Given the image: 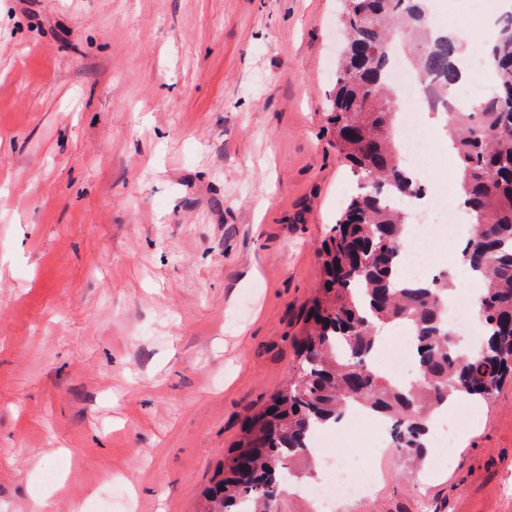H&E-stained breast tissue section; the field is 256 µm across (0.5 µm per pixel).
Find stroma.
Instances as JSON below:
<instances>
[{"instance_id":"1","label":"stroma","mask_w":512,"mask_h":512,"mask_svg":"<svg viewBox=\"0 0 512 512\" xmlns=\"http://www.w3.org/2000/svg\"><path fill=\"white\" fill-rule=\"evenodd\" d=\"M339 8L0 0V512H198L284 386L354 186ZM472 411L335 512H512V382ZM471 421V416L469 411L464 407H459L456 409L454 414L452 415L450 421L448 422V426L442 430L440 433L437 446L441 448L442 452H447L448 447L451 446V443H448V433L456 434V431L459 428H463L469 425Z\"/></svg>"}]
</instances>
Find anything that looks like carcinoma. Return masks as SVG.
I'll use <instances>...</instances> for the list:
<instances>
[{
  "label": "carcinoma",
  "instance_id": "1",
  "mask_svg": "<svg viewBox=\"0 0 512 512\" xmlns=\"http://www.w3.org/2000/svg\"><path fill=\"white\" fill-rule=\"evenodd\" d=\"M430 0H347L342 59L327 112L336 151L359 190L323 244L324 280L296 341L298 364L282 390L249 416L211 485L200 512H267V499L290 479L311 475L315 429L354 405L387 419L389 445L423 460L426 422L453 390L486 402L512 378V7L482 41L493 91L446 113L456 167V196L471 216L461 249L481 277L476 299L479 348L467 353L448 328L449 273L409 282L400 273L408 201L425 197L396 130L397 89L390 73L402 52L421 80L439 90L460 83L464 43L438 34ZM404 324L413 340L419 381L405 387L378 372L376 330Z\"/></svg>",
  "mask_w": 512,
  "mask_h": 512
}]
</instances>
